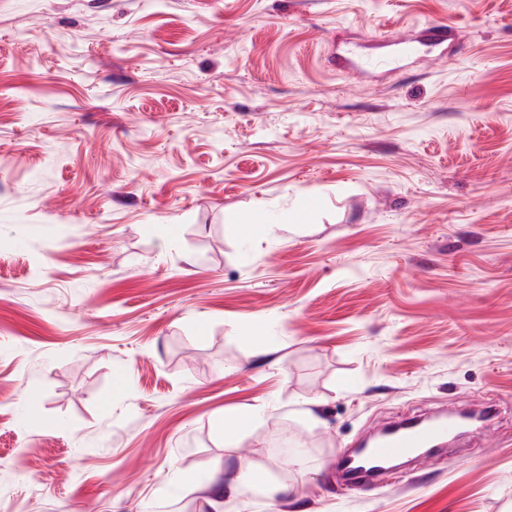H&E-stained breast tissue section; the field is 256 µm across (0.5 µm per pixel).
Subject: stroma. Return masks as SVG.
Wrapping results in <instances>:
<instances>
[{
  "label": "stroma",
  "instance_id": "35a3bbf8",
  "mask_svg": "<svg viewBox=\"0 0 512 512\" xmlns=\"http://www.w3.org/2000/svg\"><path fill=\"white\" fill-rule=\"evenodd\" d=\"M0 512H512V0H0ZM262 409L245 407L224 413V432L230 435L243 434L249 426L262 416ZM413 421L406 420L395 432L379 435L362 453L345 456L342 464L350 480L382 477L386 473L377 471L390 462L409 458L429 444H444L457 431L453 415L440 416L427 426H412Z\"/></svg>",
  "mask_w": 512,
  "mask_h": 512
}]
</instances>
